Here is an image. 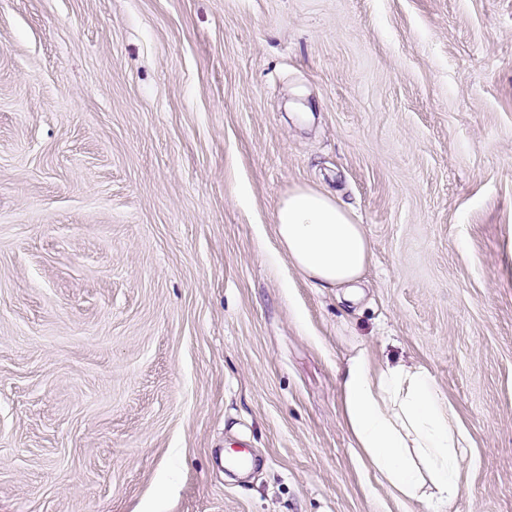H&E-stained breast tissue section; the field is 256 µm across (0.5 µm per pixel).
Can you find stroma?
<instances>
[{
    "mask_svg": "<svg viewBox=\"0 0 512 512\" xmlns=\"http://www.w3.org/2000/svg\"><path fill=\"white\" fill-rule=\"evenodd\" d=\"M362 349L465 431L451 512H512V0H0V512H429L357 458ZM276 232L288 260L322 288H356L371 257L363 227L336 195L297 188L276 213Z\"/></svg>",
    "mask_w": 512,
    "mask_h": 512,
    "instance_id": "stroma-1",
    "label": "stroma"
}]
</instances>
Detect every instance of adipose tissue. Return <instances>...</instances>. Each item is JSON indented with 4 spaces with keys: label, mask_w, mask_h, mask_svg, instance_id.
<instances>
[{
    "label": "adipose tissue",
    "mask_w": 512,
    "mask_h": 512,
    "mask_svg": "<svg viewBox=\"0 0 512 512\" xmlns=\"http://www.w3.org/2000/svg\"><path fill=\"white\" fill-rule=\"evenodd\" d=\"M289 261L323 288H350L371 257L363 225L329 192L291 191L276 213ZM343 415L356 448L390 496L450 512L462 487L466 435L424 368L375 366L352 357L343 378Z\"/></svg>",
    "instance_id": "ef3b65f1"
}]
</instances>
